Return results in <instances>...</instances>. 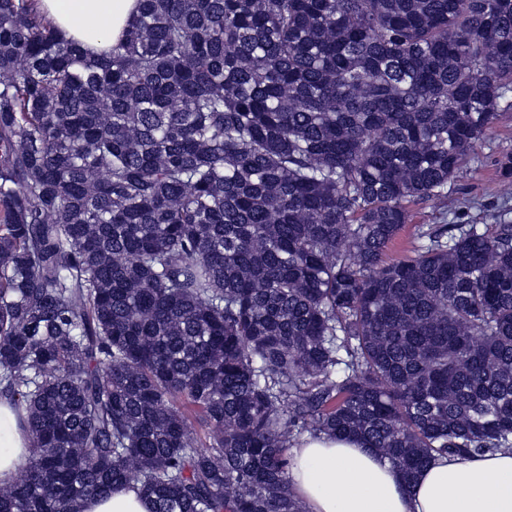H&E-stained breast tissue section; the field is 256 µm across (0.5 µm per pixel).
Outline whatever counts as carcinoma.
I'll return each mask as SVG.
<instances>
[{
  "label": "carcinoma",
  "mask_w": 512,
  "mask_h": 512,
  "mask_svg": "<svg viewBox=\"0 0 512 512\" xmlns=\"http://www.w3.org/2000/svg\"><path fill=\"white\" fill-rule=\"evenodd\" d=\"M0 0V512H305L288 450L412 481L512 448V222L424 224L512 108V0H138L91 56ZM410 221L405 224L394 246L389 252L390 257L410 255L412 243L415 241L418 226L421 224H442L438 212L433 211L427 203L412 205ZM29 439L6 400L0 401V482H10L24 468ZM19 465V467H18ZM19 468V470L17 469ZM83 512H151V501L136 488L114 486L107 493L86 500Z\"/></svg>",
  "instance_id": "1"
}]
</instances>
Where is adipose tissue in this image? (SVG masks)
Listing matches in <instances>:
<instances>
[{"label": "adipose tissue", "mask_w": 512, "mask_h": 512, "mask_svg": "<svg viewBox=\"0 0 512 512\" xmlns=\"http://www.w3.org/2000/svg\"><path fill=\"white\" fill-rule=\"evenodd\" d=\"M57 33L87 53L119 43L137 0H36ZM29 439L6 401H0V482L15 477ZM289 480L307 512H512V451L448 455L413 482L356 439L307 437L290 450ZM137 489L115 486L86 500L83 512H151Z\"/></svg>", "instance_id": "1"}]
</instances>
